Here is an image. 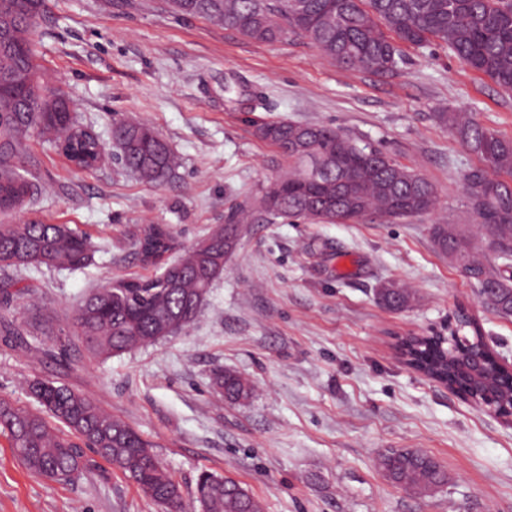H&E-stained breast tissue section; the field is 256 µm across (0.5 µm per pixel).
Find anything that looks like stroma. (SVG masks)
Here are the masks:
<instances>
[{
    "mask_svg": "<svg viewBox=\"0 0 512 512\" xmlns=\"http://www.w3.org/2000/svg\"><path fill=\"white\" fill-rule=\"evenodd\" d=\"M35 43L42 80L106 154L80 169L32 135L22 172L39 190L6 221L67 224L97 251L78 271L0 270V399L35 407L25 378L91 397L152 444L187 501L209 471L239 482L263 512H512V419L395 354L400 338L447 335L464 313L512 363V317L489 311L432 238L434 225L453 224L488 251L462 181L477 159L435 113L470 112L512 138V91L438 46L408 49L380 75L339 67L303 38L257 43L177 16L163 0H49ZM120 120L160 132L181 158L173 179L150 185L122 167ZM281 120L379 147L434 184L436 209L391 222L271 219L260 197L291 162L257 126ZM240 207L250 219L185 332L107 360L76 339L28 336L37 311L68 332L91 289L155 275L135 247L146 225H167L186 247ZM388 280L413 289L407 309L377 303ZM217 367L248 382L251 397L219 398ZM387 448L432 455L447 484L418 495L388 482L378 465ZM84 462L71 483L36 476L0 436V512H163L92 452Z\"/></svg>",
    "mask_w": 512,
    "mask_h": 512,
    "instance_id": "stroma-1",
    "label": "stroma"
}]
</instances>
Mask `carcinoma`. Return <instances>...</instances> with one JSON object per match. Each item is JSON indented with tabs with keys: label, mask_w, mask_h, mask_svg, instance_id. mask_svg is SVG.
I'll list each match as a JSON object with an SVG mask.
<instances>
[{
	"label": "carcinoma",
	"mask_w": 512,
	"mask_h": 512,
	"mask_svg": "<svg viewBox=\"0 0 512 512\" xmlns=\"http://www.w3.org/2000/svg\"><path fill=\"white\" fill-rule=\"evenodd\" d=\"M287 0H166L171 12L215 21L262 43L300 36L343 67L376 74L405 60V49L436 45L497 86L512 90V0H302L299 10ZM47 0H0V215L19 209L34 185L20 172L32 129L45 125L56 147L74 165L92 168L100 139L70 112H40L38 106L66 96L40 79L33 36ZM437 117L478 160L464 175L472 210L490 234L495 259L475 258L468 237L447 224L433 227V242L465 278L474 282L493 313L512 317V280L495 263L512 256V138L486 128L463 112ZM261 138L292 161L287 175L273 183L260 204L270 215L304 223H359L369 216L398 219L436 207L435 186L417 170L398 163L371 144H359L327 125L270 122ZM114 139L119 160L141 180L160 185L179 166L178 157L149 124L120 122ZM237 224H226L167 261L176 238L164 224H150L136 240L144 263L160 273L116 281L86 295L76 308L73 333L89 355L107 359L133 348L175 336L198 317L213 282L224 272V256L235 246ZM94 252L90 238L67 224H0V267L38 265L81 269ZM377 302L397 311L413 294L384 282ZM473 337L453 334L430 338L416 348L419 369L448 384L464 382L471 344L479 326L459 320ZM52 331L49 317L29 323L35 340ZM498 409H512V375L486 364ZM214 389L231 401L250 394L237 375L217 367ZM30 395L42 412L33 413L0 400V435L34 475L72 482L84 465V446L111 463L166 512H184L182 497L171 498L177 483L154 456L139 457L151 444L93 400L53 381H29ZM391 483L427 493L446 483L432 457L407 449H389L379 459ZM195 501L200 512H262L261 504L239 484L210 472L198 477Z\"/></svg>",
	"instance_id": "obj_1"
}]
</instances>
